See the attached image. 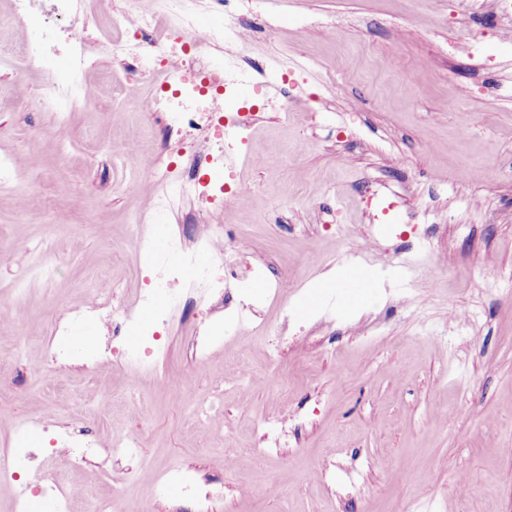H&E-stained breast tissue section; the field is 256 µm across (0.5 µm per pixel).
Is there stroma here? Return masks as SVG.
Segmentation results:
<instances>
[{
	"mask_svg": "<svg viewBox=\"0 0 512 512\" xmlns=\"http://www.w3.org/2000/svg\"><path fill=\"white\" fill-rule=\"evenodd\" d=\"M279 31L253 32L245 52L287 58L296 87L286 109L259 100L233 190L237 206L213 212L248 249L238 258L250 304L197 310L173 320L153 373L131 385L120 365L47 362L42 348L72 297L93 301L104 278L126 293L152 273L128 226L150 205L139 172L120 158L138 137L147 167L177 164L184 144L114 92L123 68L100 53L91 78L110 75L101 102L71 112L65 128L40 108L42 67L19 49L20 26L0 30V153L25 151L16 181L0 186V450L22 417L49 430L90 431L99 445L95 493L136 512H195L178 490L150 498L142 470L174 464L223 494L209 512H512V14L500 0H270ZM308 17L312 27L298 32ZM400 59L401 71L388 67ZM28 77L14 102V71ZM420 78L415 95L406 76ZM471 97L458 99L457 87ZM263 154L253 167L249 153ZM34 201L19 210L18 192ZM47 262L53 280L22 299L12 288ZM358 266L387 283L353 311L335 297L320 311L297 302L324 271ZM288 279L287 296L270 282ZM220 336L203 367L193 339ZM266 386L246 384L238 359ZM223 392L221 415L199 422L181 391ZM107 412H97L101 401ZM134 438L135 459L111 457L116 437ZM40 447V465L73 493L85 473L71 449ZM288 487L242 494L252 468ZM470 492L455 491L460 475Z\"/></svg>",
	"mask_w": 512,
	"mask_h": 512,
	"instance_id": "stroma-1",
	"label": "stroma"
}]
</instances>
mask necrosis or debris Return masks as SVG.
<instances>
[{"label": "necrosis or debris", "mask_w": 512, "mask_h": 512, "mask_svg": "<svg viewBox=\"0 0 512 512\" xmlns=\"http://www.w3.org/2000/svg\"><path fill=\"white\" fill-rule=\"evenodd\" d=\"M198 2L151 0L150 17L125 14L124 34L106 43L113 60L137 63L119 87L126 103L139 107L148 121L160 126L164 137L176 135L190 141L189 152L178 166L154 169L145 182L152 212L165 213L180 198L193 200L197 207L196 215L187 216L171 237L165 259L155 252L150 228L143 220L130 225V236L142 257L154 265L155 286L150 292L138 293L132 304L116 311L112 301L122 295L124 287L111 279L103 301L77 300L68 310L71 321L111 317L116 337L140 330V343L109 346L93 354L101 364L121 363L133 376L153 371L161 353L160 348L149 347L150 332L140 329L136 308L165 299V308L156 315L157 324L165 326L175 313L191 315L195 303L207 302L217 310L233 301L225 282L236 278V263L224 251V227L205 223L203 216L232 210L237 196L208 194L199 185L204 172L221 181L238 176L239 144L248 124L236 105L235 88L247 82L255 96L267 95L266 64L249 65L240 53L261 0H236L223 26L205 31L192 20ZM83 9L84 0H13L12 11L0 14V26L19 25L30 31L39 58H64L63 74L46 73L39 100L62 126L70 112L99 101V87L87 74L96 44L89 39L86 26L76 20ZM147 81L153 85L148 99L142 94ZM204 255L209 258L205 264L200 261ZM12 429L11 446L0 458V479L16 481L20 512L47 504L55 512H73L71 498L57 483L47 480L33 486L23 482V475L39 458L38 449L31 446L38 427L17 421Z\"/></svg>", "instance_id": "necrosis-or-debris-1"}]
</instances>
